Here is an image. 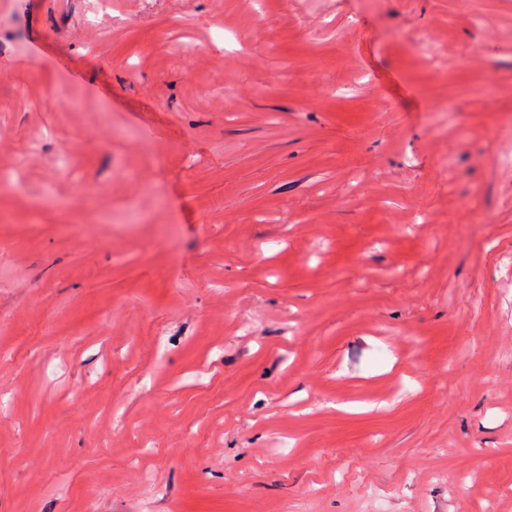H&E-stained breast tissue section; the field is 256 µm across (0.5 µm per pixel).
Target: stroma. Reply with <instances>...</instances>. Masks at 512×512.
Instances as JSON below:
<instances>
[{"label": "stroma", "mask_w": 512, "mask_h": 512, "mask_svg": "<svg viewBox=\"0 0 512 512\" xmlns=\"http://www.w3.org/2000/svg\"><path fill=\"white\" fill-rule=\"evenodd\" d=\"M2 166L0 512H512V0H0Z\"/></svg>", "instance_id": "stroma-1"}]
</instances>
